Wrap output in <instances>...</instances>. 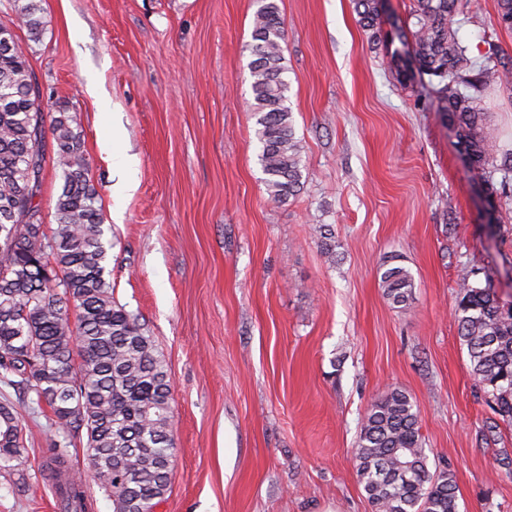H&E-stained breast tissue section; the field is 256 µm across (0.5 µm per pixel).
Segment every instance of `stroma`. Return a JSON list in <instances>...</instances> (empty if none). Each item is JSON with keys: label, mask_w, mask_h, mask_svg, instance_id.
Returning <instances> with one entry per match:
<instances>
[{"label": "stroma", "mask_w": 512, "mask_h": 512, "mask_svg": "<svg viewBox=\"0 0 512 512\" xmlns=\"http://www.w3.org/2000/svg\"><path fill=\"white\" fill-rule=\"evenodd\" d=\"M411 3L381 0L375 43L353 0H278L304 162L284 205L267 201L258 161L257 0H41L39 42L17 32L48 110L84 139L112 297L168 365L175 457L158 512H372L354 451L388 387L417 404L459 512H512V422L455 320L466 269L512 303V194L487 211L481 169L398 38ZM461 35L473 57H512L496 0H478ZM481 106L511 145L512 91ZM128 176L134 190L113 198ZM390 262L414 278L409 305L384 295ZM0 394L30 450L24 486L0 473V512H60L42 457L50 409Z\"/></svg>", "instance_id": "stroma-1"}]
</instances>
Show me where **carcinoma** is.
<instances>
[{
    "label": "carcinoma",
    "mask_w": 512,
    "mask_h": 512,
    "mask_svg": "<svg viewBox=\"0 0 512 512\" xmlns=\"http://www.w3.org/2000/svg\"><path fill=\"white\" fill-rule=\"evenodd\" d=\"M248 44L258 115L259 162L270 201L284 204L303 186L302 146L288 106L277 0H258ZM12 25L0 24V383L48 405L61 439L45 449L61 512H91L87 480L112 497L113 512H150L169 491L174 446L171 380L165 360L138 319L112 300L108 247L99 195L89 175L73 117L45 111L14 27L33 41L45 30L40 0H8ZM363 27L377 37L378 0H355ZM462 0H413L405 45L457 127L461 144L490 187L512 184V149L500 143L480 107L483 92L512 85V61L494 51L478 63L454 17ZM63 185L56 228L45 233L35 202L46 163V134ZM463 273L455 311L472 375L512 421V306ZM384 294L407 305L414 279L403 266L380 274ZM76 323L70 322V310ZM410 396L388 389L368 407L355 448L356 473L374 512H458L447 470L431 472ZM85 441L82 468L69 466L68 447ZM28 448L20 412L0 403V472L22 475Z\"/></svg>",
    "instance_id": "cac0c4a2"
}]
</instances>
